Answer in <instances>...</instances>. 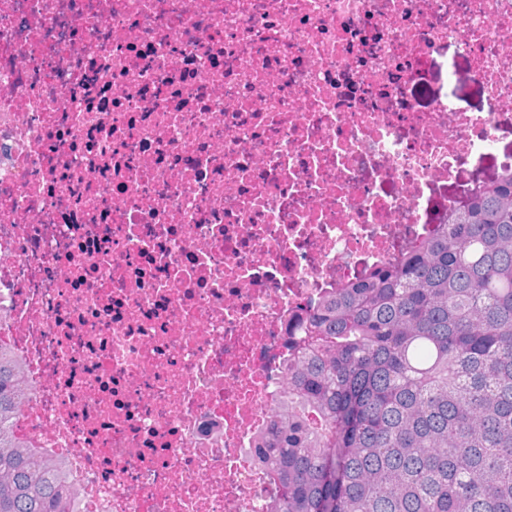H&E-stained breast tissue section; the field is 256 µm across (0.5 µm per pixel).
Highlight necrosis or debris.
<instances>
[{"instance_id": "4bbe7bcc", "label": "necrosis or debris", "mask_w": 512, "mask_h": 512, "mask_svg": "<svg viewBox=\"0 0 512 512\" xmlns=\"http://www.w3.org/2000/svg\"><path fill=\"white\" fill-rule=\"evenodd\" d=\"M512 173V0H0V343L78 512H253L288 330Z\"/></svg>"}]
</instances>
